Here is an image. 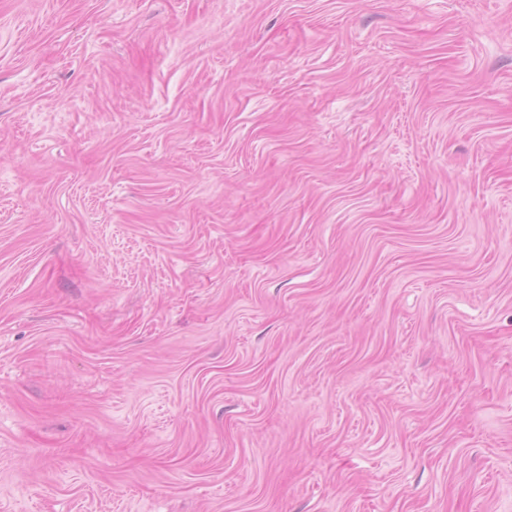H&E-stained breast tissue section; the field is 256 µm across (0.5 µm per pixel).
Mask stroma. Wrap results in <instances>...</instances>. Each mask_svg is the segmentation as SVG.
<instances>
[{"label":"stroma","mask_w":512,"mask_h":512,"mask_svg":"<svg viewBox=\"0 0 512 512\" xmlns=\"http://www.w3.org/2000/svg\"><path fill=\"white\" fill-rule=\"evenodd\" d=\"M0 512H512V0H0Z\"/></svg>","instance_id":"obj_1"}]
</instances>
